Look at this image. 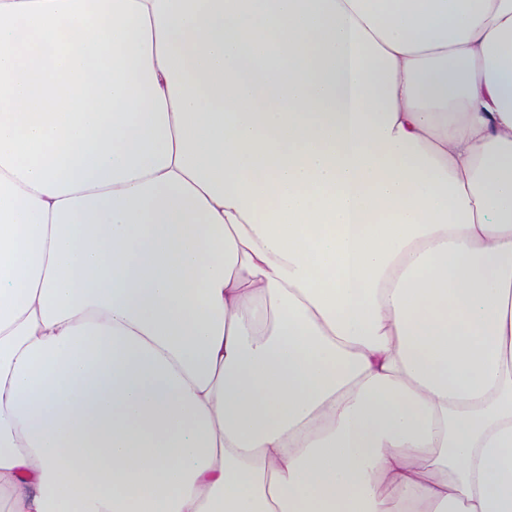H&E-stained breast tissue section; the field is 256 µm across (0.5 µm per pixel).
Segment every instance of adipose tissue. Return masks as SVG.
Segmentation results:
<instances>
[{"instance_id":"obj_1","label":"adipose tissue","mask_w":512,"mask_h":512,"mask_svg":"<svg viewBox=\"0 0 512 512\" xmlns=\"http://www.w3.org/2000/svg\"><path fill=\"white\" fill-rule=\"evenodd\" d=\"M109 13L0 166V512H512V0Z\"/></svg>"}]
</instances>
